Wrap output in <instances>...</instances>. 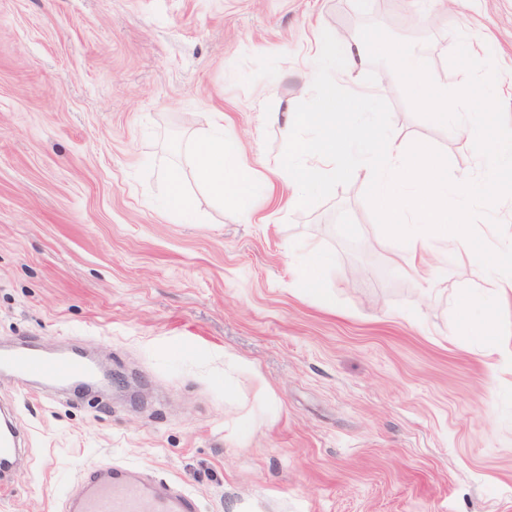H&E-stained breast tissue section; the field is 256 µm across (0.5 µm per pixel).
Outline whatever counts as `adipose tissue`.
<instances>
[{
	"label": "adipose tissue",
	"instance_id": "ef3b65f1",
	"mask_svg": "<svg viewBox=\"0 0 512 512\" xmlns=\"http://www.w3.org/2000/svg\"><path fill=\"white\" fill-rule=\"evenodd\" d=\"M315 50L306 87L316 94L314 108L306 112L286 110L267 113L269 123L280 126L291 148L277 162L288 177L290 200L300 203L316 195L327 181L356 173L370 186L373 198L388 211L400 214L388 224L391 238L407 243L406 266L434 278L424 257L436 240L448 249L471 248L466 223L449 224V215L465 211L472 198L482 193L470 173H461L456 183L445 176L446 165L427 144L416 147L411 162H404L401 142L387 133L377 120H369V135L348 145V129L339 122L347 107L337 83L345 76L371 65L374 56L363 43L313 32ZM315 130L312 138L304 130ZM193 175L210 193L245 208L258 176L239 144L223 132H215L195 145Z\"/></svg>",
	"mask_w": 512,
	"mask_h": 512
}]
</instances>
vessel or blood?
Instances as JSON below:
<instances>
[{
	"label": "vessel or blood",
	"instance_id": "vessel-or-blood-1",
	"mask_svg": "<svg viewBox=\"0 0 512 512\" xmlns=\"http://www.w3.org/2000/svg\"><path fill=\"white\" fill-rule=\"evenodd\" d=\"M34 382L66 383L93 380L91 359L60 354L46 357L29 344L0 350V366ZM23 440L12 422L0 426V474H7L23 457ZM194 497L185 491L158 486L119 464H89L76 487L62 501V512H195Z\"/></svg>",
	"mask_w": 512,
	"mask_h": 512
}]
</instances>
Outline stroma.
<instances>
[{
    "instance_id": "35a3bbf8",
    "label": "stroma",
    "mask_w": 512,
    "mask_h": 512,
    "mask_svg": "<svg viewBox=\"0 0 512 512\" xmlns=\"http://www.w3.org/2000/svg\"><path fill=\"white\" fill-rule=\"evenodd\" d=\"M367 23L426 49L493 42L512 118V0H0V344L87 351L132 397L44 393L0 374L27 435L0 512H60L85 465L191 492L199 512H512V361L465 333L468 254L426 286L398 263L358 175L288 204L264 115L308 110L310 25ZM393 135L449 178L483 175L474 138L381 94ZM223 125L265 165L251 211L194 181L171 219L162 174ZM327 256L322 295L301 256ZM302 273L300 276V285L312 292L319 293L321 288V276L319 268L322 264L321 254L315 250L310 249L301 259Z\"/></svg>"
}]
</instances>
